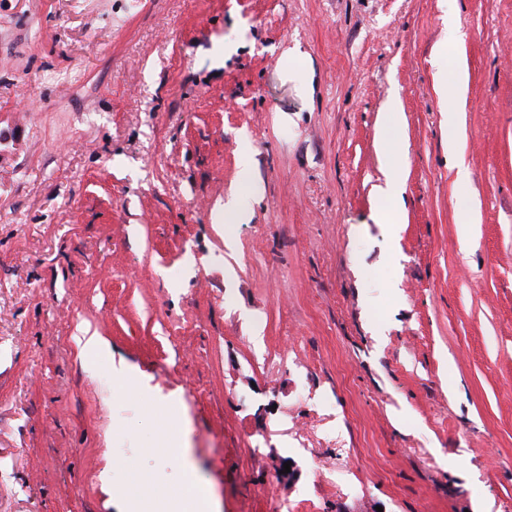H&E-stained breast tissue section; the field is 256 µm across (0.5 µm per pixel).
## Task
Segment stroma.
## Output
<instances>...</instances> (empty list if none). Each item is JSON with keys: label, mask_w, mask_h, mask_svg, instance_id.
I'll return each mask as SVG.
<instances>
[{"label": "stroma", "mask_w": 512, "mask_h": 512, "mask_svg": "<svg viewBox=\"0 0 512 512\" xmlns=\"http://www.w3.org/2000/svg\"><path fill=\"white\" fill-rule=\"evenodd\" d=\"M188 467L207 512H512V0H0V512H196ZM403 122L404 116L400 103L396 100L388 101L378 122L382 133L380 156L384 183L376 187V193L377 198L384 203H391L396 198L404 177L398 156L406 147L400 139L392 135Z\"/></svg>", "instance_id": "obj_1"}]
</instances>
